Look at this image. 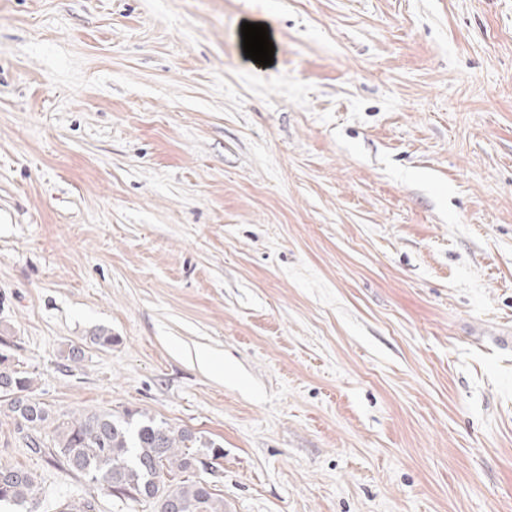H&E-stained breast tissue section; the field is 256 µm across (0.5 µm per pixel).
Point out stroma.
I'll return each instance as SVG.
<instances>
[{"label": "stroma", "instance_id": "obj_1", "mask_svg": "<svg viewBox=\"0 0 512 512\" xmlns=\"http://www.w3.org/2000/svg\"><path fill=\"white\" fill-rule=\"evenodd\" d=\"M0 354L229 512H512V0H0Z\"/></svg>", "mask_w": 512, "mask_h": 512}]
</instances>
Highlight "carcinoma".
Returning a JSON list of instances; mask_svg holds the SVG:
<instances>
[{
	"mask_svg": "<svg viewBox=\"0 0 512 512\" xmlns=\"http://www.w3.org/2000/svg\"><path fill=\"white\" fill-rule=\"evenodd\" d=\"M0 403L17 428L27 433L28 447L59 458L123 503L150 502L154 512H227L224 499L212 492L207 479L200 475L176 479L178 472H212L214 461L224 457L220 445L189 429L131 411L122 416L59 413L37 397L34 380L4 355H0ZM49 426L52 436L45 440L41 431ZM193 448L209 449V460L197 458ZM40 490L35 473L0 463V503L12 504L16 512H35ZM95 509L92 497H73L61 504V512Z\"/></svg>",
	"mask_w": 512,
	"mask_h": 512,
	"instance_id": "cac0c4a2",
	"label": "carcinoma"
}]
</instances>
